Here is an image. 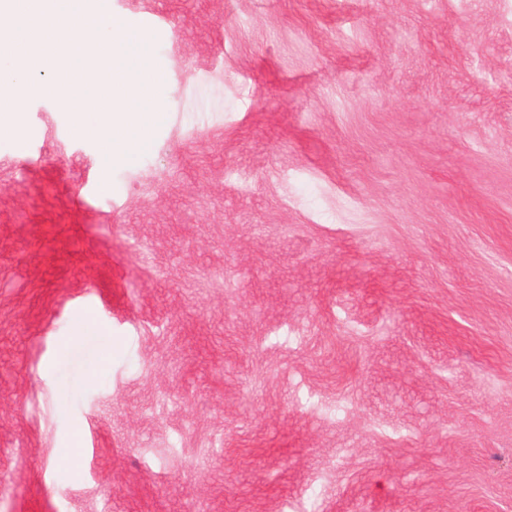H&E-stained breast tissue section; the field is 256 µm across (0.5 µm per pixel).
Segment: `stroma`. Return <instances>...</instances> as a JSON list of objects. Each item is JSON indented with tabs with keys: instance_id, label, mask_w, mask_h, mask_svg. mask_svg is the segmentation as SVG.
I'll list each match as a JSON object with an SVG mask.
<instances>
[{
	"instance_id": "stroma-1",
	"label": "stroma",
	"mask_w": 512,
	"mask_h": 512,
	"mask_svg": "<svg viewBox=\"0 0 512 512\" xmlns=\"http://www.w3.org/2000/svg\"><path fill=\"white\" fill-rule=\"evenodd\" d=\"M108 5L150 148L0 127V512H512V0Z\"/></svg>"
}]
</instances>
